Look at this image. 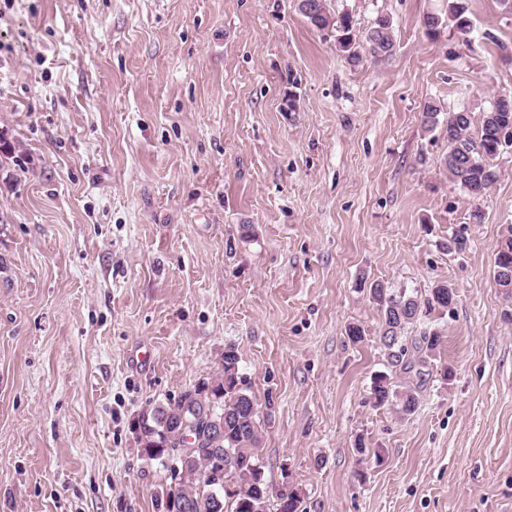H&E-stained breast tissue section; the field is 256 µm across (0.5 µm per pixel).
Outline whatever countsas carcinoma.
Segmentation results:
<instances>
[{
  "instance_id": "obj_1",
  "label": "carcinoma",
  "mask_w": 512,
  "mask_h": 512,
  "mask_svg": "<svg viewBox=\"0 0 512 512\" xmlns=\"http://www.w3.org/2000/svg\"><path fill=\"white\" fill-rule=\"evenodd\" d=\"M317 2L316 14L306 16L309 24L318 30L336 31L337 41L349 61L359 62L361 44L352 33L350 18L335 17L326 0ZM448 20L463 34L470 30L465 0H448ZM364 41L372 57L391 55L396 45L391 19L377 17ZM506 124L512 125V95L497 97L478 119L468 108L448 113V153L443 164L448 179L473 200L483 198L498 181L499 172L490 151L499 127ZM494 266L495 283L509 301L512 288H504L500 276L503 270L512 272V229L498 243ZM370 294L382 311L381 341L390 349L392 362L401 366L403 372L412 371L414 354H429L441 346L439 333L430 332L408 347L404 344L405 331L422 314L445 310L453 304L455 291L450 285H436L424 299L404 292L391 294L380 283L371 286ZM372 394L377 405L393 400L404 413L412 412L418 404L416 389L393 385L385 373L374 378ZM253 402L239 374L237 349L229 346L224 350L222 368L215 380L202 381L177 401L139 415L135 432L147 458L158 461L165 470L177 466L186 473L184 481L176 485H159L156 496L164 512H252V506L260 502L266 504V512H298L297 491L285 488L274 492L264 479L259 412L242 411L230 419L224 417L227 410ZM182 434L194 437L196 450L177 456L174 449ZM218 453L226 456L230 464L233 491L228 493L221 486L222 477L211 475L213 456ZM212 491L221 501L219 509L214 506Z\"/></svg>"
}]
</instances>
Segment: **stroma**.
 <instances>
[{"label": "stroma", "mask_w": 512, "mask_h": 512, "mask_svg": "<svg viewBox=\"0 0 512 512\" xmlns=\"http://www.w3.org/2000/svg\"><path fill=\"white\" fill-rule=\"evenodd\" d=\"M329 8L360 39L389 16L393 55L350 64L296 0H0V512H162L132 424L230 345L303 512H512V152L472 200L422 118L512 95V0L432 39L448 0ZM374 282L456 290L406 332L443 336L418 374ZM381 371L412 413L376 405ZM494 279L495 283L500 288V292L504 299L508 302L512 299V288L504 289L503 284L500 280L502 273L500 270H508L512 273V228L508 231V234L503 236L498 243L495 258H494Z\"/></svg>", "instance_id": "stroma-1"}]
</instances>
